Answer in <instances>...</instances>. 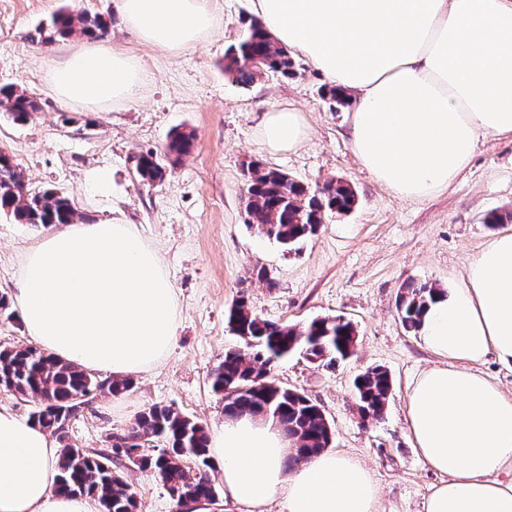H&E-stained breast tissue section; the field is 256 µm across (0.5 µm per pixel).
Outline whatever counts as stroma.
Listing matches in <instances>:
<instances>
[{
  "mask_svg": "<svg viewBox=\"0 0 512 512\" xmlns=\"http://www.w3.org/2000/svg\"><path fill=\"white\" fill-rule=\"evenodd\" d=\"M221 30L195 48L161 53L125 28L112 0H0V85L33 95L41 110L25 123L0 116V150L8 153L32 189L66 193L81 224L111 218L132 225L157 251L174 288L180 316L173 347L152 370L134 374V386L95 398L66 426V439L83 449L103 447L111 432L130 428L153 405H170L215 430L224 404L211 390V374L242 340L227 323V310L246 297L258 316L281 325H305L340 315L358 332L354 354L331 366L291 355L272 374L321 406L334 429L333 451L357 457L378 487V512H421L440 481L417 454L404 420L410 382L434 363L396 310L403 282L448 289L464 275L482 245L512 221L489 227L491 211L512 214V138H492L477 148L470 166L445 191L423 200H401L377 183L353 153L346 110L330 109L327 80L304 55L295 74L269 76L250 88L224 74L226 49L237 43L252 0H216ZM101 15L103 43L136 54L144 72L137 103L64 108L51 94L46 71L82 47L76 34L43 42L40 25L60 9ZM300 112L305 139L292 150L270 152L260 132L268 112ZM178 128L194 131L191 152L158 186L143 185L132 159L162 152ZM257 161L308 186L332 180L357 194L353 210L329 215L320 232L287 249L249 226L242 202L244 169ZM105 170L106 191L92 180ZM53 226L19 224L0 214V347L29 345L18 303L17 281L26 252ZM268 281H260L258 270ZM371 366L387 369L393 385L383 418L363 422L355 410L353 381ZM138 512H173L167 489L152 474L128 475Z\"/></svg>",
  "mask_w": 512,
  "mask_h": 512,
  "instance_id": "stroma-1",
  "label": "stroma"
}]
</instances>
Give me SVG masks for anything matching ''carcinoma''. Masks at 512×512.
Segmentation results:
<instances>
[{
	"label": "carcinoma",
	"mask_w": 512,
	"mask_h": 512,
	"mask_svg": "<svg viewBox=\"0 0 512 512\" xmlns=\"http://www.w3.org/2000/svg\"><path fill=\"white\" fill-rule=\"evenodd\" d=\"M108 24L99 15L61 10L44 28L45 41L65 40L79 32L91 38L107 33ZM261 61L266 74L294 75L292 52L274 41L261 22L250 21L242 39L224 54V74L233 82L251 87L259 74L245 58ZM0 108L16 123H23L41 110L37 100L13 86L0 87ZM194 133L178 130L171 136L163 156L146 152L136 156L135 172L148 186L161 183L171 168L192 148ZM245 211L251 223L285 247L314 236L330 213L353 209L355 193L341 182L311 190L284 171L248 165ZM20 224H72L76 208L62 192L28 189L23 173L12 159L0 153V212ZM441 289L427 283L401 286L397 312L407 331L417 329L420 319ZM228 323L251 352L227 351L211 375L212 392L224 400V415L238 417L265 412L278 418L295 447L291 461H305L333 441L334 430L320 406L305 395L278 385L272 376L271 358L299 352L311 361L333 363L353 352L357 330L340 317H322L303 327L284 326L255 314L245 297L228 311ZM0 387L38 398L29 420L65 440L63 422L93 395L108 390L118 396L133 387L130 378L103 379L70 362L33 346L0 348ZM357 410L378 421L383 418L392 378L380 367L367 369L354 382ZM156 444V452L145 447ZM187 457L197 463L193 471L183 465ZM212 468L209 435L202 424L170 406H152L143 411L118 441L94 451L68 443L59 451L56 490L65 495L90 496L100 512H137L135 492L128 482L133 469L148 471L170 495L192 491L206 501L219 496L206 470Z\"/></svg>",
	"instance_id": "carcinoma-1"
}]
</instances>
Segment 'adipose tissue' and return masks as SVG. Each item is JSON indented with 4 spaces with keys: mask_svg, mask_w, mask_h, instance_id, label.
<instances>
[{
    "mask_svg": "<svg viewBox=\"0 0 512 512\" xmlns=\"http://www.w3.org/2000/svg\"><path fill=\"white\" fill-rule=\"evenodd\" d=\"M147 46L181 52L220 24L209 0H113ZM273 37L350 93V145L402 199L448 189L478 144L512 137V0H253ZM48 83L66 108L137 102L139 59L90 42ZM299 112H270L264 144L295 147ZM29 338L51 355L122 377L170 350L175 291L157 253L116 220L70 224L30 251L17 288ZM436 362L411 382L405 421L441 477L422 512H512V395L481 370L512 363V232L485 242L459 285L416 330ZM237 512H378V488L353 456L324 451L287 468L290 444L272 423L227 419L209 443ZM58 450L43 428L0 409V512H100L96 499L55 489Z\"/></svg>",
    "mask_w": 512,
    "mask_h": 512,
    "instance_id": "obj_1",
    "label": "adipose tissue"
}]
</instances>
